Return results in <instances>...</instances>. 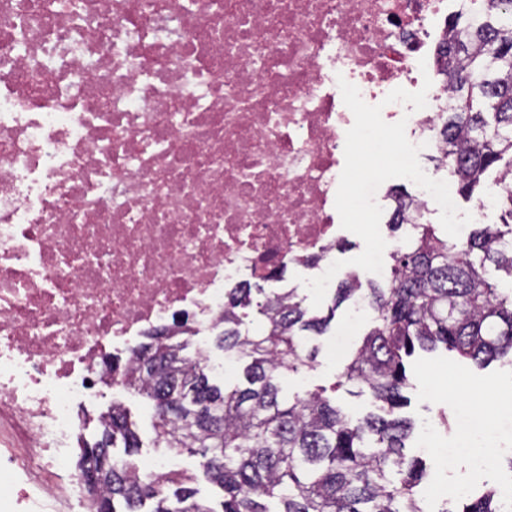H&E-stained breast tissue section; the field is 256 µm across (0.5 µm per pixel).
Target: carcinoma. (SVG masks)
<instances>
[{
    "label": "carcinoma",
    "mask_w": 512,
    "mask_h": 512,
    "mask_svg": "<svg viewBox=\"0 0 512 512\" xmlns=\"http://www.w3.org/2000/svg\"><path fill=\"white\" fill-rule=\"evenodd\" d=\"M453 21L439 69L454 96L445 114L448 165L471 196L488 170L512 173V0H472ZM498 199L502 231L477 224L448 239L420 224L407 251L392 255L386 285L335 289L328 314H309L296 291L256 303L263 326L242 332L240 310L252 289L231 293L216 345L244 361L245 383H210L207 365L187 353L190 337L152 336L136 353L125 385L155 407V447L200 457L207 479L224 492L221 508L197 496L194 477L140 478L132 465L140 448L125 411L112 406L100 437L82 444L81 476L94 512H426L417 497L425 463L406 458L411 423L396 414L408 377L404 358L415 347L441 344L482 367L512 364V289L485 277L486 263L512 282V189ZM479 256L474 261L473 256ZM366 299L374 327L352 354L338 384L362 383L377 411L352 418L319 393L287 405L280 380L315 358L296 337L324 334L336 310L355 292ZM122 444L124 456L112 448ZM274 498L275 511L266 506ZM442 512H505L498 491Z\"/></svg>",
    "instance_id": "cac0c4a2"
}]
</instances>
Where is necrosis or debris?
Segmentation results:
<instances>
[{"label":"necrosis or debris","mask_w":512,"mask_h":512,"mask_svg":"<svg viewBox=\"0 0 512 512\" xmlns=\"http://www.w3.org/2000/svg\"><path fill=\"white\" fill-rule=\"evenodd\" d=\"M60 2L0 0V444L22 472L70 467L76 404L142 339L185 327L208 358L233 289L338 260L339 80L440 155L451 94L423 75L458 4Z\"/></svg>","instance_id":"4bbe7bcc"}]
</instances>
